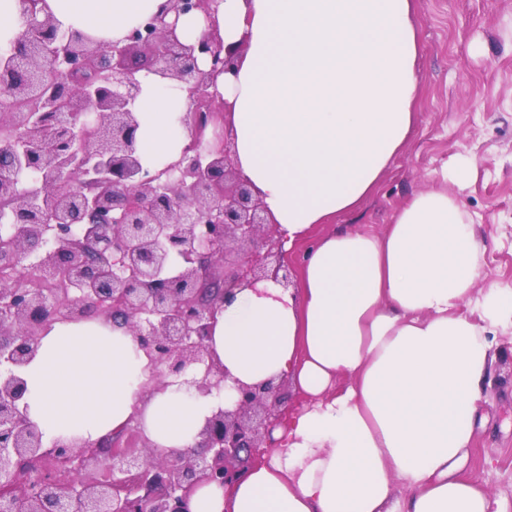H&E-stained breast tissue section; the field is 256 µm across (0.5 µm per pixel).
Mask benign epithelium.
Instances as JSON below:
<instances>
[{
	"instance_id": "7a95c632",
	"label": "benign epithelium",
	"mask_w": 512,
	"mask_h": 512,
	"mask_svg": "<svg viewBox=\"0 0 512 512\" xmlns=\"http://www.w3.org/2000/svg\"><path fill=\"white\" fill-rule=\"evenodd\" d=\"M222 0H166L123 38L98 43L62 30L44 0H18L19 53L0 55V97L20 109L0 113V268L30 266L53 282L19 288L0 277V512H189L202 482L237 484L288 411V383L237 386L231 410L207 419L200 448L171 455L131 439L100 445H43L21 408L26 384L18 370L32 357L42 329L104 313L139 338L160 378L202 372L199 390L224 386L227 374L209 349L217 305L236 288L272 278L288 285L283 236L252 186L239 174L228 136L205 142L204 129L230 109L213 90L234 70L217 28ZM204 15L207 30L183 43V15ZM210 59V69L199 59ZM145 71L185 89L192 133L181 157L161 171L143 169L135 77ZM61 78L47 88L46 73ZM229 251L238 261L224 280L210 269ZM99 460L93 483L74 463Z\"/></svg>"
}]
</instances>
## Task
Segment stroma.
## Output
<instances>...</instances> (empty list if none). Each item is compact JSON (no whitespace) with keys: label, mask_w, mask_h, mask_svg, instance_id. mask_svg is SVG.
Here are the masks:
<instances>
[{"label":"stroma","mask_w":512,"mask_h":512,"mask_svg":"<svg viewBox=\"0 0 512 512\" xmlns=\"http://www.w3.org/2000/svg\"><path fill=\"white\" fill-rule=\"evenodd\" d=\"M419 21L415 126L380 190L361 207L315 225L381 231L402 203L429 189H448L474 224L483 267L478 292L512 288V0H414ZM461 157L474 170L463 184L443 171ZM493 382L481 405L486 418L461 474L512 503V328L498 333Z\"/></svg>","instance_id":"35a3bbf8"}]
</instances>
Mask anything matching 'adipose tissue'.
Segmentation results:
<instances>
[{
    "mask_svg": "<svg viewBox=\"0 0 512 512\" xmlns=\"http://www.w3.org/2000/svg\"><path fill=\"white\" fill-rule=\"evenodd\" d=\"M163 0H45L64 29L109 42ZM225 46L245 43L217 89L239 172L288 246L356 211L378 190L413 128L412 0H223ZM137 112L144 167L178 160L191 134L185 92L153 74ZM482 252L460 201L410 197L382 232L341 230L304 254L299 287L235 289L209 346L228 378L154 377L137 337L96 320L53 323L21 368L29 421L47 443L89 445L135 423L153 447H196L238 384L288 379L305 397L278 445L233 488L197 486L190 512H508L461 477L493 380L512 289L477 294Z\"/></svg>",
    "mask_w": 512,
    "mask_h": 512,
    "instance_id": "1",
    "label": "adipose tissue"
}]
</instances>
